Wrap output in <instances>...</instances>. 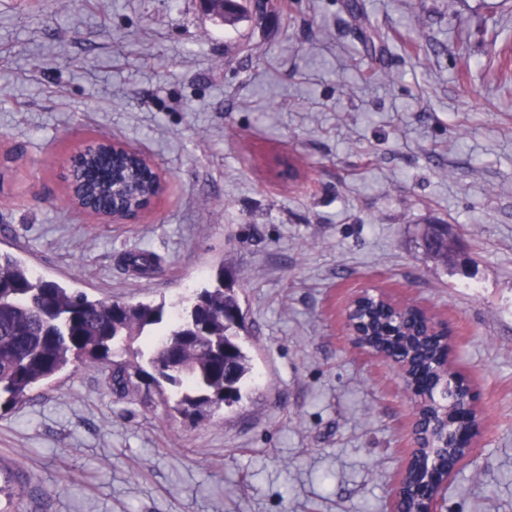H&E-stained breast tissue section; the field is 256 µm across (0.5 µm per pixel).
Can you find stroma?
Segmentation results:
<instances>
[{
	"label": "stroma",
	"instance_id": "35a3bbf8",
	"mask_svg": "<svg viewBox=\"0 0 512 512\" xmlns=\"http://www.w3.org/2000/svg\"><path fill=\"white\" fill-rule=\"evenodd\" d=\"M347 2L227 25L196 0H0V249L129 303L231 271L253 365L202 420L119 393L108 364L0 408V512H387L414 404L345 334L365 286L451 320L478 389L482 438L445 512H512V0H355L360 19ZM98 136L169 183L134 223L66 203L65 163ZM426 224L447 225V261ZM144 248L147 274L129 263Z\"/></svg>",
	"mask_w": 512,
	"mask_h": 512
}]
</instances>
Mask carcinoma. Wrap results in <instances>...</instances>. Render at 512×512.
I'll use <instances>...</instances> for the list:
<instances>
[{
	"label": "carcinoma",
	"instance_id": "obj_1",
	"mask_svg": "<svg viewBox=\"0 0 512 512\" xmlns=\"http://www.w3.org/2000/svg\"><path fill=\"white\" fill-rule=\"evenodd\" d=\"M85 181L70 191L72 202L93 201L104 211L112 203V187L119 184L127 205L140 207L156 196L160 185L138 159L112 154L103 147L85 161ZM434 229L422 233L425 250L448 260V243L433 242ZM178 314L168 326L165 305L130 304L112 309V302L93 300L81 291L48 280L8 251L0 250V407L24 402L38 387L69 367L103 364L119 352L133 359L113 363L117 389L133 393L134 379L158 388H172L173 409L188 417L213 415L223 405L242 399V386L252 372L251 358L234 315L241 309L233 284H216L176 304ZM368 341L399 352L412 365L418 380L438 379L437 344L425 335L421 313L414 307L394 313L366 304L355 318ZM145 338L147 348L129 344Z\"/></svg>",
	"mask_w": 512,
	"mask_h": 512
}]
</instances>
